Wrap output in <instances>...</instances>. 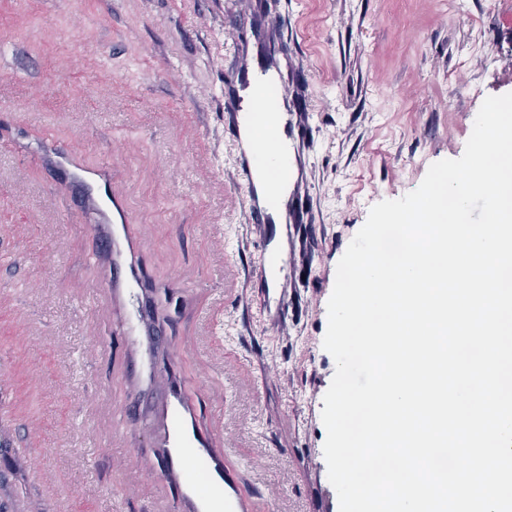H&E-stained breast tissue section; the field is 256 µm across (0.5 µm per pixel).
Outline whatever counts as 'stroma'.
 Instances as JSON below:
<instances>
[{"instance_id": "1", "label": "stroma", "mask_w": 512, "mask_h": 512, "mask_svg": "<svg viewBox=\"0 0 512 512\" xmlns=\"http://www.w3.org/2000/svg\"><path fill=\"white\" fill-rule=\"evenodd\" d=\"M259 2L0 0V512L183 500L141 478L174 390L253 512H339L321 419L337 264L512 93V0ZM270 17L297 88L304 217L285 225L250 220L224 118V76L263 55ZM104 164L140 239L135 339L100 260L105 187L74 174ZM265 247L283 258L267 278Z\"/></svg>"}]
</instances>
